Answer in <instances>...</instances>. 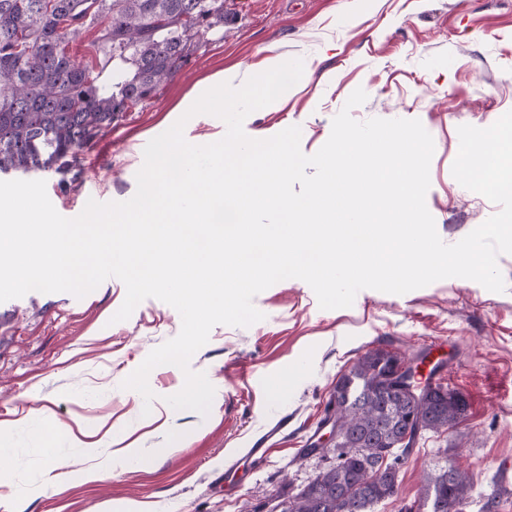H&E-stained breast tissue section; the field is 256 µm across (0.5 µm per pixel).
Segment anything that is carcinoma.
Segmentation results:
<instances>
[{
  "label": "carcinoma",
  "mask_w": 512,
  "mask_h": 512,
  "mask_svg": "<svg viewBox=\"0 0 512 512\" xmlns=\"http://www.w3.org/2000/svg\"><path fill=\"white\" fill-rule=\"evenodd\" d=\"M224 0H0V173L60 172L80 150L118 122L136 103L155 96L202 48L224 38ZM89 28L105 62L130 71L97 84L94 67L71 56L66 45ZM404 356L382 349L360 356L349 371L358 380L361 403L336 408L342 442L336 463L296 495L287 512H335L336 499L360 488L354 512H371L396 495L388 483H368V468L383 451L395 471L416 439L403 448L411 402L382 388L393 364ZM463 395L436 392L422 398L419 414L427 431L448 429L466 411ZM423 489L430 512H461L471 482L462 472L427 474Z\"/></svg>",
  "instance_id": "carcinoma-1"
}]
</instances>
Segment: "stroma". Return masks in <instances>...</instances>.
<instances>
[{"label": "stroma", "instance_id": "1", "mask_svg": "<svg viewBox=\"0 0 512 512\" xmlns=\"http://www.w3.org/2000/svg\"><path fill=\"white\" fill-rule=\"evenodd\" d=\"M223 39L193 55L157 95L124 114L62 174H44L48 197L65 217L88 200L124 202L137 190L144 148L179 118V104L230 75L242 85L275 61L302 59L306 78L272 109L250 113L252 138L297 125L304 154L317 152L356 88L366 101L355 120L417 119L431 134L426 206L440 238L461 240L498 205L461 186L452 164L457 129L486 128L512 110V0H226ZM504 292L456 278L403 295L361 290L351 307L320 308L312 288L290 278L253 300L262 321L215 326L191 358L192 371L218 387L208 416L168 409L142 416V396L121 384L156 347L177 336L181 317L155 299L114 322L126 288L105 280L84 297L29 292L0 302V431L22 467L16 491L27 512H103L150 501L155 512H272L333 464L305 449L321 434L337 379L369 350L443 361L439 373L466 402L448 430L424 433L399 472L394 498L372 512H428L423 478L456 460L474 487L463 512H512V254L499 255ZM298 377H291V370ZM69 428L112 424L140 458L95 483L70 480L52 497L38 486L53 475L40 452L42 414ZM251 448L264 459L248 458Z\"/></svg>", "mask_w": 512, "mask_h": 512}]
</instances>
